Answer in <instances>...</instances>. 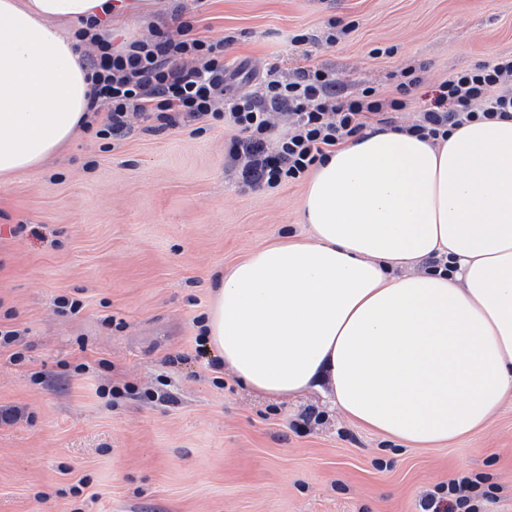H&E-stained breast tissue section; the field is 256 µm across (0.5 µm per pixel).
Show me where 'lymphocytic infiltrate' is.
<instances>
[{"label": "lymphocytic infiltrate", "mask_w": 512, "mask_h": 512, "mask_svg": "<svg viewBox=\"0 0 512 512\" xmlns=\"http://www.w3.org/2000/svg\"><path fill=\"white\" fill-rule=\"evenodd\" d=\"M96 21L78 36L89 51L83 62L92 81L84 127L101 139L128 135L138 119L154 120V132L199 123H223L234 136L227 164L251 188L275 189L299 181L314 164L371 125L397 129L396 114L420 82L414 68L400 72L398 97L376 96L372 88L346 93L332 73L301 66L285 77L269 66L256 90L224 96V50L232 37L196 33L190 21L175 32L113 47ZM512 115V56L456 73L440 87L434 108L406 125L421 139H438L449 128L479 118ZM478 478L461 476L438 485L419 502L420 512H479L492 491Z\"/></svg>", "instance_id": "f902f5d3"}]
</instances>
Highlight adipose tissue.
<instances>
[{
    "mask_svg": "<svg viewBox=\"0 0 512 512\" xmlns=\"http://www.w3.org/2000/svg\"><path fill=\"white\" fill-rule=\"evenodd\" d=\"M112 0H0V177L82 126L78 25ZM304 239L235 263L204 341L257 395L316 389L413 448L472 434L512 392V118L437 141L366 129L312 169ZM445 257L446 267L414 272Z\"/></svg>",
    "mask_w": 512,
    "mask_h": 512,
    "instance_id": "ef3b65f1",
    "label": "adipose tissue"
}]
</instances>
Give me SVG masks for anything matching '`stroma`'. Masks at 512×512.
Segmentation results:
<instances>
[{
    "mask_svg": "<svg viewBox=\"0 0 512 512\" xmlns=\"http://www.w3.org/2000/svg\"><path fill=\"white\" fill-rule=\"evenodd\" d=\"M178 5L197 33L234 36L240 91L269 65L309 63L392 97L416 67L407 120L448 76L512 54V0H139L113 47L173 27ZM294 34L315 37L309 59ZM230 137L82 129L41 168L0 178V324L24 333L0 350V408L20 412L0 424V512H416L463 475L496 485L484 512H512V392L474 434L416 449L318 394L265 400L213 366L202 322L218 273L306 231L305 181L241 187ZM61 296L82 309L61 312ZM310 411L321 422L300 428Z\"/></svg>",
    "mask_w": 512,
    "mask_h": 512,
    "instance_id": "stroma-1",
    "label": "stroma"
}]
</instances>
